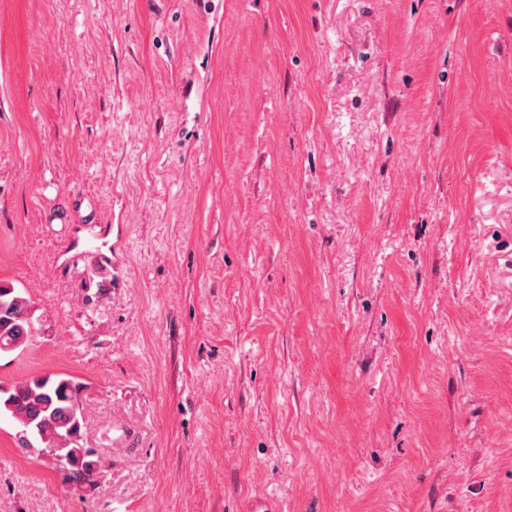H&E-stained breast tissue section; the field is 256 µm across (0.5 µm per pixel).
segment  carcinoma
I'll return each mask as SVG.
<instances>
[{
	"label": "carcinoma",
	"instance_id": "carcinoma-1",
	"mask_svg": "<svg viewBox=\"0 0 512 512\" xmlns=\"http://www.w3.org/2000/svg\"><path fill=\"white\" fill-rule=\"evenodd\" d=\"M35 309L26 293L0 283V354L27 345L34 336ZM70 378L42 376L0 387V416L13 419L15 443L24 452L43 451L79 473L92 462V451L82 443L79 393Z\"/></svg>",
	"mask_w": 512,
	"mask_h": 512
}]
</instances>
